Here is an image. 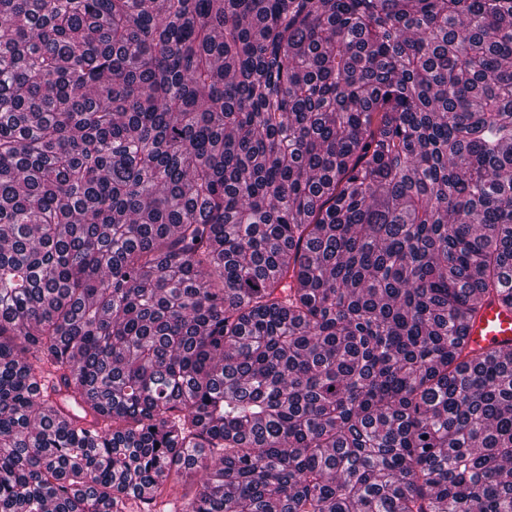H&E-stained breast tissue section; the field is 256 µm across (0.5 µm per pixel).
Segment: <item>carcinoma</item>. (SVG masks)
<instances>
[{
	"instance_id": "cac0c4a2",
	"label": "carcinoma",
	"mask_w": 512,
	"mask_h": 512,
	"mask_svg": "<svg viewBox=\"0 0 512 512\" xmlns=\"http://www.w3.org/2000/svg\"><path fill=\"white\" fill-rule=\"evenodd\" d=\"M489 299L512 0H0V512H512ZM466 334L467 347L474 356L512 349V308L506 309L497 301L485 304L469 322ZM60 374L53 371H46L39 389V396L45 401L46 405L57 408L60 398L66 394Z\"/></svg>"
}]
</instances>
